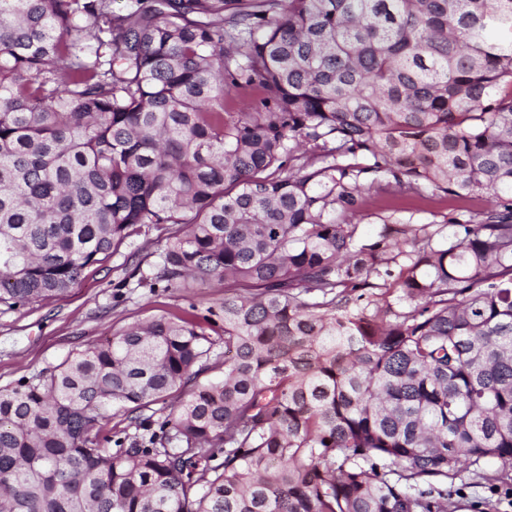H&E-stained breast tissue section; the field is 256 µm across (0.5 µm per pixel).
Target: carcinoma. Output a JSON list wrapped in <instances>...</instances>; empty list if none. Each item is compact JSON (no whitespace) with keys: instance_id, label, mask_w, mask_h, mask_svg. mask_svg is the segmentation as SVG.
I'll list each match as a JSON object with an SVG mask.
<instances>
[{"instance_id":"carcinoma-1","label":"carcinoma","mask_w":512,"mask_h":512,"mask_svg":"<svg viewBox=\"0 0 512 512\" xmlns=\"http://www.w3.org/2000/svg\"><path fill=\"white\" fill-rule=\"evenodd\" d=\"M392 185L494 204L340 221ZM150 224L149 286L224 303L0 387V512H447L462 460L512 466V0H0V305ZM174 401V397L170 396L150 404L143 411L134 414L139 416L137 422L131 419L134 415L130 416L127 412L114 407L107 412L103 421L105 430L112 435L113 440H123L124 448H127L131 442L139 440L148 432L158 430L160 423L169 414ZM144 425H150L151 431H146L145 429L149 428L143 427Z\"/></svg>"}]
</instances>
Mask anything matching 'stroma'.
<instances>
[{"instance_id": "1", "label": "stroma", "mask_w": 512, "mask_h": 512, "mask_svg": "<svg viewBox=\"0 0 512 512\" xmlns=\"http://www.w3.org/2000/svg\"><path fill=\"white\" fill-rule=\"evenodd\" d=\"M454 208L446 198L391 187L373 191L348 221L357 225L364 238L373 236L384 219L429 224L445 237L451 232L448 216ZM166 237L162 225L138 228L119 252L88 268L67 295L19 310L0 306V387L50 369L70 353L112 337L131 324L178 312L189 301L203 309L222 303L224 286L218 282L188 293L173 289L157 294L148 287H137L139 275L150 274L159 262ZM173 403V398H161L135 420L125 411L112 409L106 414L105 430L113 439L134 442L147 429H158ZM480 471L481 478L449 499L448 512H512V501L504 497L508 486L497 480L501 464L487 461Z\"/></svg>"}]
</instances>
